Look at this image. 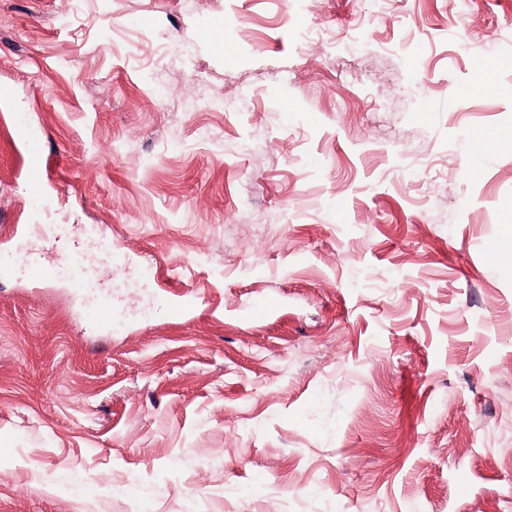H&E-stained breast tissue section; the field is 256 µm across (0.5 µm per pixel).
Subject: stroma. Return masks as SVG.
Wrapping results in <instances>:
<instances>
[{"label":"stroma","instance_id":"stroma-1","mask_svg":"<svg viewBox=\"0 0 512 512\" xmlns=\"http://www.w3.org/2000/svg\"><path fill=\"white\" fill-rule=\"evenodd\" d=\"M506 57L512 0H0V512H512ZM45 166L41 142L34 139L29 146V165L26 176V188L32 197H40L43 194ZM96 243L101 252L105 253L117 270H121L126 264L125 253L117 247L112 249V236L109 235L103 226L97 224L87 225L83 231V237L71 239L64 237H53L49 240L52 248L60 255L61 261L70 262L72 266L84 275L86 288L94 287L93 281L86 276L80 260L83 253L85 241ZM58 264L30 260L24 267L25 276L37 285L51 284L57 277Z\"/></svg>","mask_w":512,"mask_h":512}]
</instances>
